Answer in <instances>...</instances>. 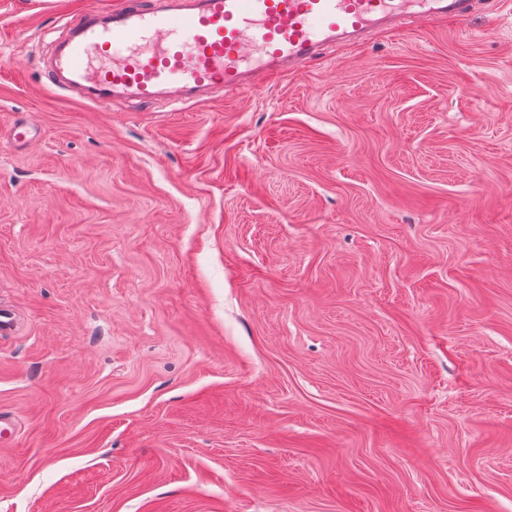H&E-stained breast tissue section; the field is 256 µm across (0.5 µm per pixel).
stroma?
I'll return each mask as SVG.
<instances>
[{
    "instance_id": "35a3bbf8",
    "label": "stroma",
    "mask_w": 512,
    "mask_h": 512,
    "mask_svg": "<svg viewBox=\"0 0 512 512\" xmlns=\"http://www.w3.org/2000/svg\"><path fill=\"white\" fill-rule=\"evenodd\" d=\"M108 2L0 0V512H512V0L102 109Z\"/></svg>"
}]
</instances>
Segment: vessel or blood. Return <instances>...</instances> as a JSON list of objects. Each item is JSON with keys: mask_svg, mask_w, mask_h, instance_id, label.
I'll list each match as a JSON object with an SVG mask.
<instances>
[{"mask_svg": "<svg viewBox=\"0 0 512 512\" xmlns=\"http://www.w3.org/2000/svg\"><path fill=\"white\" fill-rule=\"evenodd\" d=\"M418 18L467 21L476 0H118L70 23L43 72L94 106L116 98L173 104L203 92L252 89L277 67L298 68L378 24Z\"/></svg>", "mask_w": 512, "mask_h": 512, "instance_id": "obj_1", "label": "vessel or blood"}]
</instances>
